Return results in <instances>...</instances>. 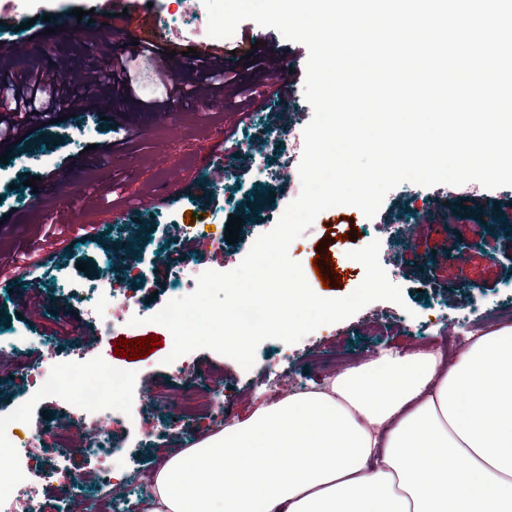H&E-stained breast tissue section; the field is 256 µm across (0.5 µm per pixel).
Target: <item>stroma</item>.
Instances as JSON below:
<instances>
[{
  "mask_svg": "<svg viewBox=\"0 0 512 512\" xmlns=\"http://www.w3.org/2000/svg\"><path fill=\"white\" fill-rule=\"evenodd\" d=\"M184 0H152L151 19L168 47L175 79L191 89L192 97L177 109L157 111L150 103L165 97L161 84L138 82L136 91L115 84L112 97L100 112L76 113L54 124L30 126L24 140L0 141V255L18 256L36 247L44 263L30 281L0 286V413L23 407L31 421L21 428V441H33L40 454L28 463L27 478L42 475L62 464L66 474L84 483V497L97 504L96 512H113L116 502H135L138 489L131 476L169 459L184 448L219 433L215 417L206 413L179 415L181 381L175 364L165 358L173 348L169 330L157 323L131 325V316L97 318L85 304L93 288L104 279L125 286L127 295L154 310L174 297L169 274L142 284L129 279L127 268L114 255L124 246L137 253L136 269L151 271L153 262L173 239L167 227L182 229L196 251L206 259L213 249L212 232H224L230 216L242 215L237 243L227 245L225 270L244 259L243 241L271 231L272 211H285L289 198L264 182L260 171L275 164L273 150H250L245 176L219 180L205 165L206 155L218 149L228 133L251 140L287 121L301 130L313 109L303 89L309 51L303 43L287 40L276 29L243 21L227 39L205 37L208 19L204 4L185 12ZM140 0H8L4 16L7 30L0 43L10 46L0 55V80L40 75L66 76L80 95H91L87 72L105 60L98 29L78 23L75 9L94 10L101 26L126 32L122 11H137ZM38 39H31V31ZM196 49L187 59L184 52ZM217 48L233 52L235 72L242 82L265 93L266 105L252 113L249 128L239 127L229 107L213 108L206 101L202 79V52ZM36 179L29 187L28 179ZM71 187L67 198L52 193L54 183ZM165 199L160 209H142V200ZM96 224V238L80 237L77 227ZM384 224H419L423 230L412 245L380 239ZM67 226L68 248H61L51 228ZM379 241V261L391 283L402 292L401 303L377 301L341 322L327 324L299 342L276 339L260 343L255 363L243 369L235 360L209 349L189 355L196 375L210 371L223 376L224 404L234 420L247 418L260 403L319 386L322 373L317 359L336 353L360 354L372 349L417 352L430 341L453 337L465 346L471 324L485 320L486 331L512 326V187L488 189L469 183L464 194H451L442 186L397 187L387 194L375 217L351 206L321 212L310 228L291 244L289 255L300 266L325 267L337 261L339 282L310 287L318 296H347L364 278V269L350 260V251ZM438 287H428L429 279ZM157 335L161 347L147 357L130 360L115 355L119 339ZM62 351L78 350L100 357L132 378L106 393L110 404L132 403L136 413L113 424L109 434L120 455L100 460L87 455L83 445L90 429L82 427L70 405L43 395L20 366H40L45 344ZM71 447L65 459L52 450L60 439ZM111 469L123 474L120 487L100 485L98 473ZM72 480V481H73Z\"/></svg>",
  "mask_w": 512,
  "mask_h": 512,
  "instance_id": "stroma-1",
  "label": "stroma"
}]
</instances>
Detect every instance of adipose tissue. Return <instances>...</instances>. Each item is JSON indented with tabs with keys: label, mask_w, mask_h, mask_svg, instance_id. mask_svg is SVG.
Wrapping results in <instances>:
<instances>
[{
	"label": "adipose tissue",
	"mask_w": 512,
	"mask_h": 512,
	"mask_svg": "<svg viewBox=\"0 0 512 512\" xmlns=\"http://www.w3.org/2000/svg\"><path fill=\"white\" fill-rule=\"evenodd\" d=\"M147 512H512V326L259 407L170 458Z\"/></svg>",
	"instance_id": "1"
}]
</instances>
